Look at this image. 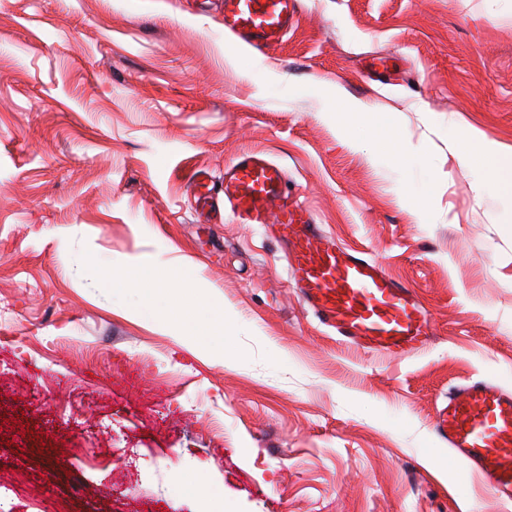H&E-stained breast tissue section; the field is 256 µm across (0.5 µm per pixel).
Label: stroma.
I'll use <instances>...</instances> for the list:
<instances>
[{"label": "stroma", "instance_id": "35a3bbf8", "mask_svg": "<svg viewBox=\"0 0 512 512\" xmlns=\"http://www.w3.org/2000/svg\"><path fill=\"white\" fill-rule=\"evenodd\" d=\"M300 3L257 55L221 0H0V512H512L434 432L453 385L512 388V213L452 142L512 146V0ZM247 151L416 289L426 353L343 347L279 241L199 221L191 173ZM93 254L191 265L192 318L231 327L196 348Z\"/></svg>", "mask_w": 512, "mask_h": 512}]
</instances>
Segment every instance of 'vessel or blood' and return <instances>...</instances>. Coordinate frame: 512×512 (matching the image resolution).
Segmentation results:
<instances>
[{"label": "vessel or blood", "mask_w": 512, "mask_h": 512, "mask_svg": "<svg viewBox=\"0 0 512 512\" xmlns=\"http://www.w3.org/2000/svg\"><path fill=\"white\" fill-rule=\"evenodd\" d=\"M224 31L256 51L281 42L300 0H222ZM196 211L220 224L268 225L286 247L289 277L309 310L343 345L377 356L407 357L431 344V325L415 288L392 278L362 251L325 233L304 203L292 201L281 166L249 151L221 177L196 171ZM434 429L454 456L504 502L512 503V389L488 380L453 387Z\"/></svg>", "instance_id": "1"}]
</instances>
